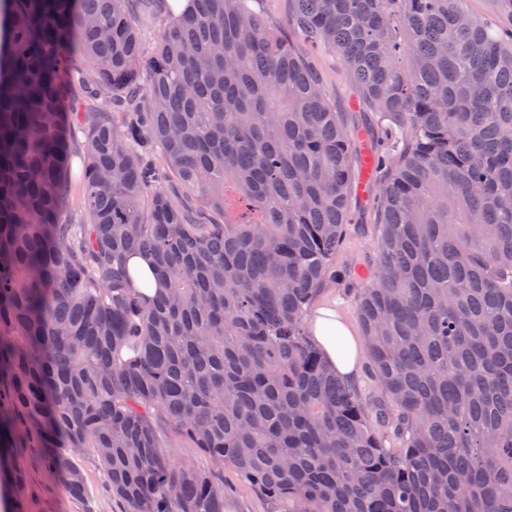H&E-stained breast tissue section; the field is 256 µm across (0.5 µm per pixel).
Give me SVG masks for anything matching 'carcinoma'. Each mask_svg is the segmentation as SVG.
Segmentation results:
<instances>
[{
	"mask_svg": "<svg viewBox=\"0 0 512 512\" xmlns=\"http://www.w3.org/2000/svg\"><path fill=\"white\" fill-rule=\"evenodd\" d=\"M288 2L393 151L357 296L383 402L306 332L360 150L293 41L244 0H0L1 483L21 433L75 499L89 451L125 512H224L179 441L267 512H512V28L466 0ZM76 86L112 110L69 120ZM128 270L136 286L144 293L153 296L160 288L161 282L152 272L151 262L146 255H137L128 262ZM367 356L364 352L362 355V367L358 374V377L354 380V384L359 391L363 402L369 409H373L374 406L382 400V394L375 383L369 378L366 373L365 367L367 365Z\"/></svg>",
	"mask_w": 512,
	"mask_h": 512,
	"instance_id": "carcinoma-1",
	"label": "carcinoma"
}]
</instances>
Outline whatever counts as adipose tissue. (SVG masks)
<instances>
[{"label":"adipose tissue","instance_id":"obj_1","mask_svg":"<svg viewBox=\"0 0 512 512\" xmlns=\"http://www.w3.org/2000/svg\"><path fill=\"white\" fill-rule=\"evenodd\" d=\"M309 333L328 363L341 376L347 379L356 377L364 343L356 339L335 309L325 306L316 308L309 323Z\"/></svg>","mask_w":512,"mask_h":512}]
</instances>
